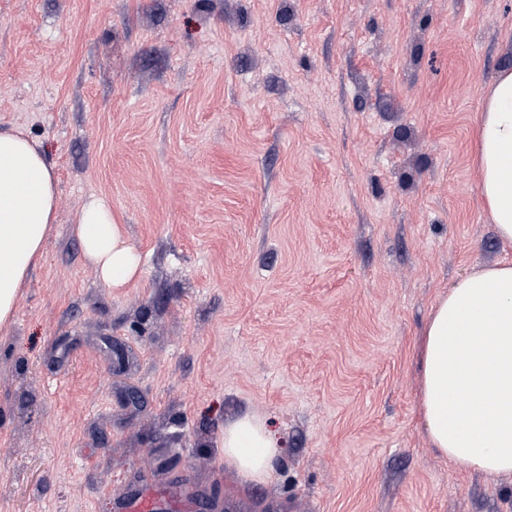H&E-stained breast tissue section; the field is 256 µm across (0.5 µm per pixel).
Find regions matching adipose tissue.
Returning <instances> with one entry per match:
<instances>
[{
	"instance_id": "1",
	"label": "adipose tissue",
	"mask_w": 512,
	"mask_h": 512,
	"mask_svg": "<svg viewBox=\"0 0 512 512\" xmlns=\"http://www.w3.org/2000/svg\"><path fill=\"white\" fill-rule=\"evenodd\" d=\"M480 189L498 236L512 242V68L498 72L475 129ZM53 170L18 130H0V326L56 219ZM74 233L111 288L136 280L142 257L111 206L90 198ZM419 414L433 448L455 465L512 473V264L473 270L438 298L417 342ZM224 466L245 484L265 482L279 454L265 421L225 425Z\"/></svg>"
}]
</instances>
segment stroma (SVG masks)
I'll return each mask as SVG.
<instances>
[{
  "instance_id": "stroma-1",
  "label": "stroma",
  "mask_w": 512,
  "mask_h": 512,
  "mask_svg": "<svg viewBox=\"0 0 512 512\" xmlns=\"http://www.w3.org/2000/svg\"><path fill=\"white\" fill-rule=\"evenodd\" d=\"M512 0H0V129L58 210L0 327V512H108L181 479L214 512H512L419 416L418 335L512 262L475 124ZM105 199L143 256L113 290L72 228ZM281 447L240 490L224 426Z\"/></svg>"
}]
</instances>
